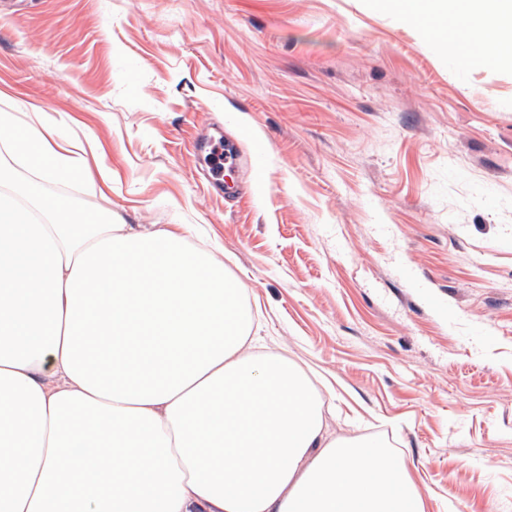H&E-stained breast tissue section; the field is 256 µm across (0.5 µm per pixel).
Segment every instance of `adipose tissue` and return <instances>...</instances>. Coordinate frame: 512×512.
<instances>
[{
  "label": "adipose tissue",
  "mask_w": 512,
  "mask_h": 512,
  "mask_svg": "<svg viewBox=\"0 0 512 512\" xmlns=\"http://www.w3.org/2000/svg\"><path fill=\"white\" fill-rule=\"evenodd\" d=\"M402 0L464 20L478 56L512 60V0ZM35 108L0 111V512H425L404 461L331 435L323 394L257 353L245 285L188 225L94 224L12 191L88 169Z\"/></svg>",
  "instance_id": "obj_1"
}]
</instances>
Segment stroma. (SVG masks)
Here are the masks:
<instances>
[{"label":"stroma","instance_id":"stroma-1","mask_svg":"<svg viewBox=\"0 0 512 512\" xmlns=\"http://www.w3.org/2000/svg\"><path fill=\"white\" fill-rule=\"evenodd\" d=\"M0 95L97 160L43 202L203 225L330 431L390 441L426 512H512V63L395 0H14Z\"/></svg>","mask_w":512,"mask_h":512}]
</instances>
